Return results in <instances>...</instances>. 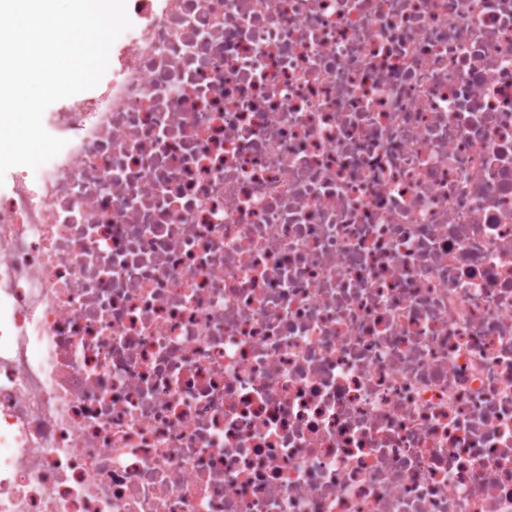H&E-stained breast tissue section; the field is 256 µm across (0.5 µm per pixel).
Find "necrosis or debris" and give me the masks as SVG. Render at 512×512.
<instances>
[{
    "label": "necrosis or debris",
    "mask_w": 512,
    "mask_h": 512,
    "mask_svg": "<svg viewBox=\"0 0 512 512\" xmlns=\"http://www.w3.org/2000/svg\"><path fill=\"white\" fill-rule=\"evenodd\" d=\"M0 181V512H512V0H127Z\"/></svg>",
    "instance_id": "necrosis-or-debris-1"
}]
</instances>
